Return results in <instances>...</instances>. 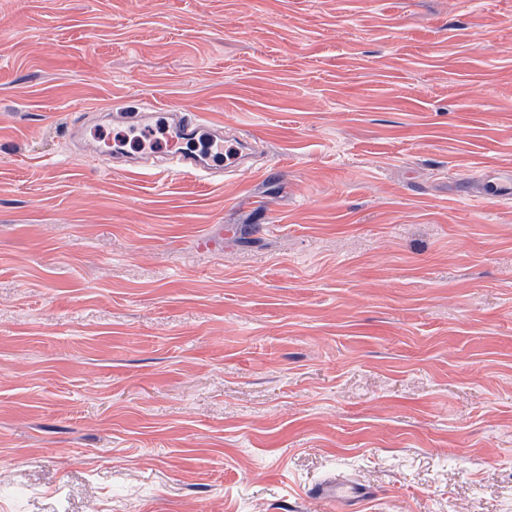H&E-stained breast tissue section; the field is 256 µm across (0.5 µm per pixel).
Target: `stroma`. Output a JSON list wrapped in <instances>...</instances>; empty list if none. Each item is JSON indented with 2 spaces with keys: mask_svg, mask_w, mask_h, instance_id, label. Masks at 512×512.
Returning a JSON list of instances; mask_svg holds the SVG:
<instances>
[{
  "mask_svg": "<svg viewBox=\"0 0 512 512\" xmlns=\"http://www.w3.org/2000/svg\"><path fill=\"white\" fill-rule=\"evenodd\" d=\"M511 171L512 0H0V512H512ZM155 112H166L165 115L174 126L170 141L168 142L170 151H172L178 137L192 139L200 133L207 132L210 135L212 147L217 152H223L224 127L222 125H205L195 114L183 112L180 108L147 106L140 112L127 114V119L134 125L143 128L145 133H147L149 129L146 130V128L150 126L151 118L155 115ZM167 118L163 115H156L152 120V124L157 129L156 134L166 140L170 137V126ZM109 156L130 155L137 157H149L155 154L154 141L145 139L135 132L129 131L112 141L104 142L101 146ZM308 495L326 510L336 512H365L377 497L371 487L343 474L318 483L308 490Z\"/></svg>",
  "mask_w": 512,
  "mask_h": 512,
  "instance_id": "stroma-1",
  "label": "stroma"
}]
</instances>
